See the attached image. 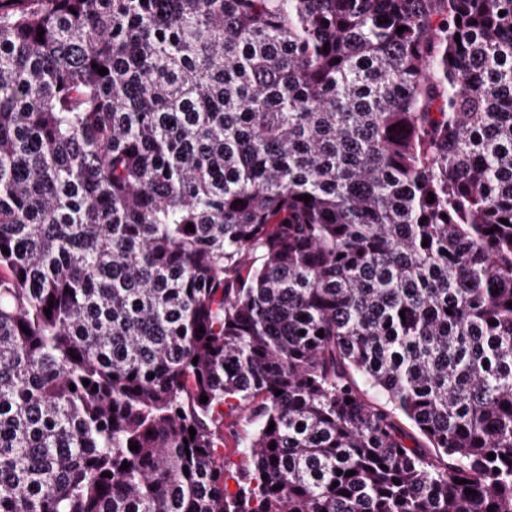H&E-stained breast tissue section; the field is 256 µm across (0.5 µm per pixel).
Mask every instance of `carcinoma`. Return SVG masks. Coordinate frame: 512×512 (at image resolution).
Wrapping results in <instances>:
<instances>
[{
  "label": "carcinoma",
  "instance_id": "cac0c4a2",
  "mask_svg": "<svg viewBox=\"0 0 512 512\" xmlns=\"http://www.w3.org/2000/svg\"><path fill=\"white\" fill-rule=\"evenodd\" d=\"M511 302L512 0H0V512H512Z\"/></svg>",
  "mask_w": 512,
  "mask_h": 512
}]
</instances>
